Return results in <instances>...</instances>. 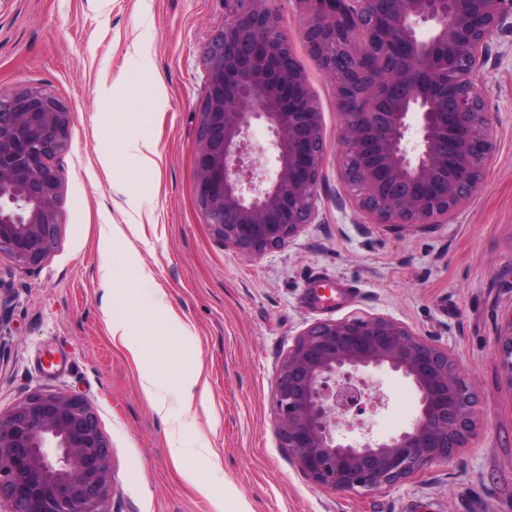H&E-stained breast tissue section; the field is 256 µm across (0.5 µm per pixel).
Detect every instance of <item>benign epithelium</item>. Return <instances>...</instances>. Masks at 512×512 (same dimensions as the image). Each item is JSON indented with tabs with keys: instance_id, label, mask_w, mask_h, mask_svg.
Segmentation results:
<instances>
[{
	"instance_id": "obj_1",
	"label": "benign epithelium",
	"mask_w": 512,
	"mask_h": 512,
	"mask_svg": "<svg viewBox=\"0 0 512 512\" xmlns=\"http://www.w3.org/2000/svg\"><path fill=\"white\" fill-rule=\"evenodd\" d=\"M204 47L207 94L194 158L198 207L249 254L284 245L316 214L322 115L273 0H232ZM303 36L336 81L341 171L360 211L403 229L438 224L481 184L493 143L477 82L512 0H307ZM272 134L273 170L250 159L252 121ZM71 113L55 94L0 95V253L47 259L60 223ZM512 390V316L498 334ZM387 366L419 395L411 425L349 441L337 417L375 403L361 367ZM274 415L282 444L317 485L375 491L449 464L477 427L466 375L438 345L384 316L316 324L283 360ZM108 443L79 396L35 392L0 413V502L7 512H109Z\"/></svg>"
}]
</instances>
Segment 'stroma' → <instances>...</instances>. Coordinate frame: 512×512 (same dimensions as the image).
I'll return each mask as SVG.
<instances>
[{
    "label": "stroma",
    "instance_id": "stroma-1",
    "mask_svg": "<svg viewBox=\"0 0 512 512\" xmlns=\"http://www.w3.org/2000/svg\"><path fill=\"white\" fill-rule=\"evenodd\" d=\"M275 7L322 112L324 160L314 223L249 255L213 234L194 193L203 51L231 11L226 0H0V94L43 88L71 112L53 250L34 267L0 254L9 300L0 411L33 392L87 400L109 444L111 512H512V389L496 344L512 317V32L493 37L479 78L494 143L482 183L446 223L399 230L355 207L341 175L335 81L302 37V0ZM140 137L157 145L154 169L124 148ZM105 224L135 225L137 235L104 238ZM116 313L141 359L113 340ZM371 316L447 352L481 420L451 464L337 494L284 448L275 385L312 324ZM149 373L178 435L143 391ZM361 376L387 404L341 420L342 429L376 438L405 429L418 413L414 386L387 368ZM184 378L206 384L208 406L185 409ZM173 436L184 461L170 456Z\"/></svg>",
    "mask_w": 512,
    "mask_h": 512
}]
</instances>
